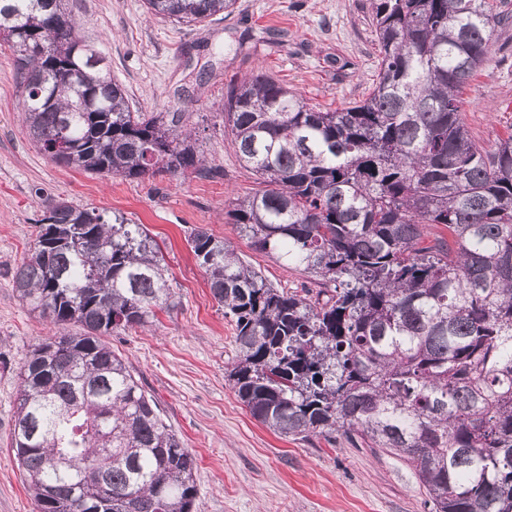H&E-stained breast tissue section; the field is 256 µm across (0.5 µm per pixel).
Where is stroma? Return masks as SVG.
<instances>
[{
    "label": "stroma",
    "instance_id": "1",
    "mask_svg": "<svg viewBox=\"0 0 512 512\" xmlns=\"http://www.w3.org/2000/svg\"><path fill=\"white\" fill-rule=\"evenodd\" d=\"M79 34L106 57L131 110L185 114L212 178L165 172L102 178L57 165L23 125L15 56L0 46V512H36L10 447L18 372L52 336L11 288L36 239L46 198L119 210L144 225L168 268L177 306L152 328L109 336L129 359L166 423L197 458L200 512H430L400 459L334 440L283 438L257 422L225 379L233 330L214 301L187 237L207 228L280 288H308L301 272L255 250L226 216L257 188L224 129V93L260 70L308 104L334 111L365 99L378 73L369 0H236L230 15L188 26L147 12L144 0H69ZM486 61L463 87L462 114L486 150L512 133V0Z\"/></svg>",
    "mask_w": 512,
    "mask_h": 512
}]
</instances>
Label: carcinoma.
Listing matches in <instances>:
<instances>
[{"label": "carcinoma", "instance_id": "cac0c4a2", "mask_svg": "<svg viewBox=\"0 0 512 512\" xmlns=\"http://www.w3.org/2000/svg\"><path fill=\"white\" fill-rule=\"evenodd\" d=\"M235 3L146 0L186 25ZM67 4L0 0V41L30 46L16 66L34 145L103 176L202 173L182 113L131 111ZM371 10L381 59L366 99L323 112L263 72L224 95L237 160L260 184L233 224L317 289L273 286L203 227L188 243L255 420L399 457L431 512H512V135L485 150L458 100L498 18L490 0ZM40 224L12 276L56 329L19 368L11 432L37 512H196L195 456L104 340L176 307L160 247L121 212L61 198Z\"/></svg>", "mask_w": 512, "mask_h": 512}]
</instances>
